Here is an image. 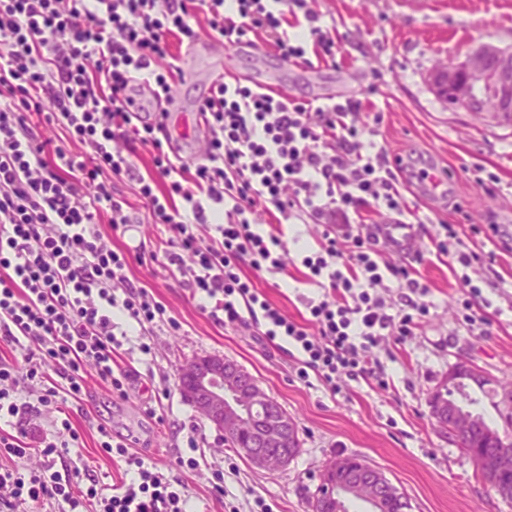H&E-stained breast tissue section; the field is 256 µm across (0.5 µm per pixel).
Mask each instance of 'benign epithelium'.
<instances>
[{"label":"benign epithelium","mask_w":512,"mask_h":512,"mask_svg":"<svg viewBox=\"0 0 512 512\" xmlns=\"http://www.w3.org/2000/svg\"><path fill=\"white\" fill-rule=\"evenodd\" d=\"M434 93L448 101V110L464 108L488 114L512 126V48L483 43L463 59L436 66L429 74ZM179 388L197 412L228 439L239 440L240 454L267 471L285 468L299 451L297 428L257 381L233 361L204 356L177 369ZM465 410L432 412L436 425L459 444L470 442ZM485 482L503 499H512V483L503 480L512 469V443L503 439L491 455L473 454ZM333 480L331 498L362 499L372 512H388L400 490L376 467L353 457H339L326 467Z\"/></svg>","instance_id":"7a95c632"}]
</instances>
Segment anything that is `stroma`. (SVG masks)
Listing matches in <instances>:
<instances>
[{
	"label": "stroma",
	"mask_w": 512,
	"mask_h": 512,
	"mask_svg": "<svg viewBox=\"0 0 512 512\" xmlns=\"http://www.w3.org/2000/svg\"><path fill=\"white\" fill-rule=\"evenodd\" d=\"M322 24L342 38L336 62L321 71L283 67L270 51L225 49L231 77H278L290 93L306 99L336 89L354 95L362 108L357 121L363 137L389 156L414 157L420 167H440L450 176L445 195L406 194L412 221L425 234L408 254L384 250L386 263L410 266L429 292V313L412 336H387L372 357L386 386L372 379H341L342 392L331 395L316 374L300 378L293 356L267 345L253 329L215 324L192 298L179 274L152 258L161 245V227L145 222L135 230H113L109 215L99 229L113 247L140 246L127 276L146 285L178 322L150 337L151 354H142L139 326L121 310L112 319L126 336L116 360L130 374L126 396L111 392L94 369H87L88 393L70 411V429L58 428L44 407L18 390L28 403L23 417L25 441L37 447L48 436L68 439L77 431L81 446L69 452L78 480L94 476L103 485L136 477L118 457L99 449V425L133 437L146 463L185 485L190 512H312L319 476L332 460L356 455L381 470L408 497L410 512H512L483 480L476 463L437 426L429 399L447 384L453 366L466 360L484 372L492 389L512 382V126L463 109L448 111L432 92L428 74L439 63L462 58L473 47L492 43L512 47V0H308ZM197 41L195 79H176L170 92L182 111H194L213 81L212 60ZM456 236L447 253L434 243L445 239L444 225ZM286 270L260 273L259 290L288 317L305 315V303L319 290L307 278L302 260L317 246V224L283 227ZM494 253V261L457 268L452 254ZM481 290L479 313L485 324L467 325L461 315L467 290L463 278ZM206 355L237 362L292 417L300 451L283 470L253 467L223 435L200 417L181 394L178 367ZM196 458L194 470L179 459ZM223 481H216V474Z\"/></svg>",
	"instance_id": "obj_1"
}]
</instances>
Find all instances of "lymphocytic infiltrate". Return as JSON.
Returning <instances> with one entry per match:
<instances>
[{
	"label": "lymphocytic infiltrate",
	"instance_id": "lymphocytic-infiltrate-1",
	"mask_svg": "<svg viewBox=\"0 0 512 512\" xmlns=\"http://www.w3.org/2000/svg\"><path fill=\"white\" fill-rule=\"evenodd\" d=\"M318 20L307 0H0V343L19 348L41 405L82 403L89 365L123 391L113 307L147 331L177 325L126 276L129 253L99 231L106 209L114 228L130 227V204L115 187L122 177L136 182L149 219L169 232L161 265L204 296L210 317L288 341L302 355L300 377L316 373L332 394L339 376H373L372 347L411 335L416 317L427 314L412 271L380 264V225L363 232L356 223L364 205L404 215L408 181L427 172L393 169L384 151L367 149L358 102L219 82L198 106L209 146L192 169L152 107L180 71L172 41L195 43L200 24L229 48L270 46L280 59L311 54L321 63L334 59L336 41ZM46 99L54 106L48 114ZM39 113L84 143L85 159L40 138L31 125ZM145 145L155 151L149 178L134 163ZM209 202L223 206L224 223L209 224ZM259 211L323 227L319 251L303 260L323 290L307 304L308 323L288 318L242 271L286 269L282 235L256 228ZM390 277L406 290L394 311L376 293ZM48 361L50 380L42 370ZM98 432L100 448L134 466L136 480L81 486L55 468L27 475L0 468V512L49 501L69 512H186L181 480L153 472L106 427Z\"/></svg>",
	"mask_w": 512,
	"mask_h": 512
}]
</instances>
